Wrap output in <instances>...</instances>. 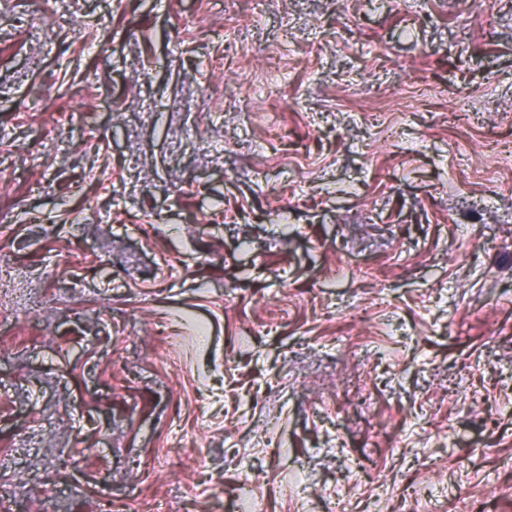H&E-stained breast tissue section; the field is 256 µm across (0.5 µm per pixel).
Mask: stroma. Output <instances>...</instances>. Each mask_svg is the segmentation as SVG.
Masks as SVG:
<instances>
[{
    "mask_svg": "<svg viewBox=\"0 0 512 512\" xmlns=\"http://www.w3.org/2000/svg\"><path fill=\"white\" fill-rule=\"evenodd\" d=\"M471 11L0 0L7 512H512V0Z\"/></svg>",
    "mask_w": 512,
    "mask_h": 512,
    "instance_id": "1",
    "label": "stroma"
}]
</instances>
